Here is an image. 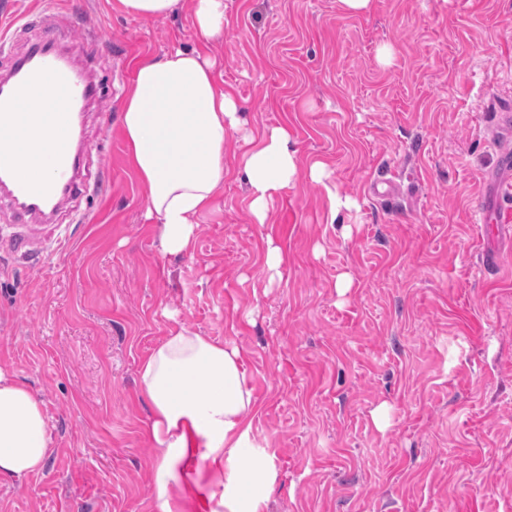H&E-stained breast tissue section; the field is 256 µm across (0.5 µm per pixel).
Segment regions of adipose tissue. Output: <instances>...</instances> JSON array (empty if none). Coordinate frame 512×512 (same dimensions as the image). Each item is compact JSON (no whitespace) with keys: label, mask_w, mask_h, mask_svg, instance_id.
Returning <instances> with one entry per match:
<instances>
[{"label":"adipose tissue","mask_w":512,"mask_h":512,"mask_svg":"<svg viewBox=\"0 0 512 512\" xmlns=\"http://www.w3.org/2000/svg\"><path fill=\"white\" fill-rule=\"evenodd\" d=\"M193 26L199 47L175 46L137 63L121 109L146 216L159 224L162 251L171 256L192 252L193 219L212 209L224 184V139L247 125L235 96L220 85L216 60L202 50L224 36V0H193ZM248 143L236 166L249 211L263 224L273 201L297 186L298 151L285 125L267 127ZM139 386L150 408L162 512L214 498L208 474L224 480V512H265L277 474L273 453L254 432L242 351L174 324L141 361ZM49 442L42 403L0 371V482L41 473Z\"/></svg>","instance_id":"adipose-tissue-1"}]
</instances>
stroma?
<instances>
[{"mask_svg": "<svg viewBox=\"0 0 512 512\" xmlns=\"http://www.w3.org/2000/svg\"><path fill=\"white\" fill-rule=\"evenodd\" d=\"M113 2L50 16L100 85L80 128L100 189L53 224L15 223L0 202V369L42 401L53 450L0 486V512H162L138 369L174 319L244 354L278 473L265 512H512V237H487L476 211L512 106V0H375L363 15L224 0L208 52L247 132L288 125L301 170L320 161L328 178H300L254 223L245 144L228 135L224 186L184 256L161 252L119 117L136 62L195 46L191 0L161 18ZM377 177L391 200L372 199ZM330 189L350 207L330 214Z\"/></svg>", "mask_w": 512, "mask_h": 512, "instance_id": "stroma-1", "label": "stroma"}]
</instances>
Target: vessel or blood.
<instances>
[{
	"label": "vessel or blood",
	"mask_w": 512,
	"mask_h": 512,
	"mask_svg": "<svg viewBox=\"0 0 512 512\" xmlns=\"http://www.w3.org/2000/svg\"><path fill=\"white\" fill-rule=\"evenodd\" d=\"M19 51L11 53L7 73L0 77V198L11 208L16 223L53 222L63 202L84 192L89 185L88 164L92 153L87 144L76 143L67 125L78 104L99 96L91 74L70 62L68 32L45 24L43 16L19 25L15 30ZM53 102L51 112L30 108L35 92ZM56 128L51 139L38 147L36 171L22 164L17 137L28 130ZM504 171L490 186L500 198L512 193V146L500 149ZM481 221L490 234H500L512 225V209L493 207L483 211Z\"/></svg>",
	"instance_id": "vessel-or-blood-1"
}]
</instances>
